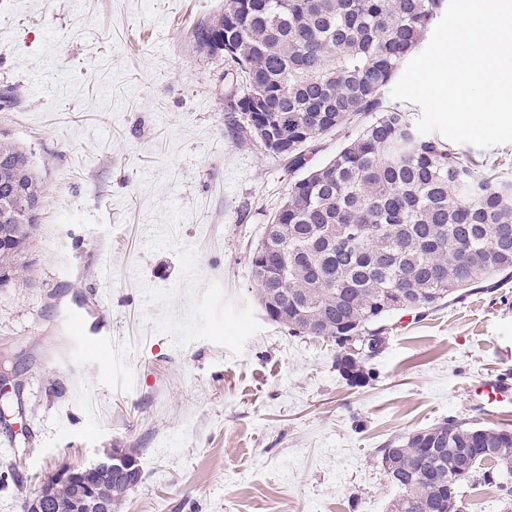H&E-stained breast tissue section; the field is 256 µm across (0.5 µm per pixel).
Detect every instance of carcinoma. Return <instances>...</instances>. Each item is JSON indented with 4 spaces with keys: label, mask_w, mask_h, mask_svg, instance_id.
I'll list each match as a JSON object with an SVG mask.
<instances>
[{
    "label": "carcinoma",
    "mask_w": 512,
    "mask_h": 512,
    "mask_svg": "<svg viewBox=\"0 0 512 512\" xmlns=\"http://www.w3.org/2000/svg\"><path fill=\"white\" fill-rule=\"evenodd\" d=\"M442 0H224V13L193 30L199 49L224 41L230 82L247 79L242 110L264 122L237 124L271 155L306 166L304 147L371 117L331 160L289 183L264 230L252 275L269 319L291 336H350L385 342L384 321L397 313L457 302L480 285L512 279V178L493 160L422 134L382 91L422 42ZM27 196L17 198V184ZM41 186L26 155L0 144L1 268L14 260L37 224L29 214ZM366 359L343 355L336 370L349 384ZM388 481L399 489L389 512H463L461 486L494 465L512 474V431L447 420L379 449ZM55 505L74 485L50 482Z\"/></svg>",
    "instance_id": "cac0c4a2"
}]
</instances>
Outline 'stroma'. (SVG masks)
<instances>
[{"instance_id":"1","label":"stroma","mask_w":512,"mask_h":512,"mask_svg":"<svg viewBox=\"0 0 512 512\" xmlns=\"http://www.w3.org/2000/svg\"><path fill=\"white\" fill-rule=\"evenodd\" d=\"M224 0H0V140L42 183L0 285V512L64 463L133 452L118 512H388L379 453L446 420L512 430L468 387L512 374V281L387 321L353 387L339 349L262 311L250 255L301 175L228 118L246 91L192 31ZM112 338L73 353L69 311Z\"/></svg>"}]
</instances>
